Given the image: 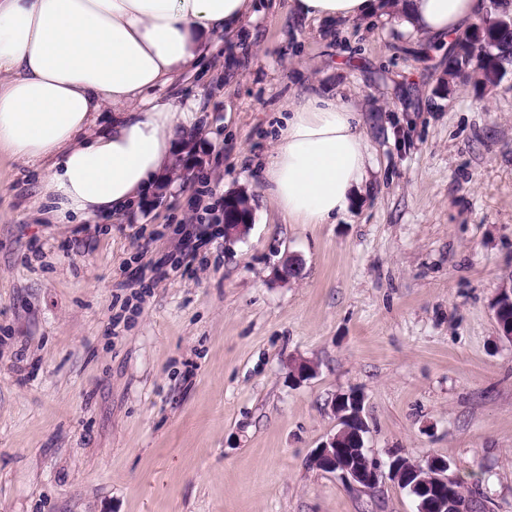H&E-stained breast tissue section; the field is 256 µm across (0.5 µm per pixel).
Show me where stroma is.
<instances>
[{
	"label": "stroma",
	"mask_w": 512,
	"mask_h": 512,
	"mask_svg": "<svg viewBox=\"0 0 512 512\" xmlns=\"http://www.w3.org/2000/svg\"><path fill=\"white\" fill-rule=\"evenodd\" d=\"M258 2L152 94L198 107L188 181L58 224L43 164L0 153V512H416L391 480L310 466L353 388L371 458H444L486 512H512V342L493 311L512 274V74L449 90L447 45L396 11ZM314 91L359 112L370 188L335 223L286 224L256 171ZM239 191L247 234L184 259L197 203ZM300 360L317 372L297 384Z\"/></svg>",
	"instance_id": "obj_1"
}]
</instances>
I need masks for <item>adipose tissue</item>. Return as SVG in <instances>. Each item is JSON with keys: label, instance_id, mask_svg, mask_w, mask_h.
I'll use <instances>...</instances> for the list:
<instances>
[{"label": "adipose tissue", "instance_id": "adipose-tissue-1", "mask_svg": "<svg viewBox=\"0 0 512 512\" xmlns=\"http://www.w3.org/2000/svg\"><path fill=\"white\" fill-rule=\"evenodd\" d=\"M307 18L385 15L387 0H289ZM402 27L447 42L476 20L481 0H398ZM252 0H0V150L48 162L55 218L120 215L174 165L195 134L189 108L151 104L214 34L249 15ZM112 108L111 127L94 131ZM370 144L353 107L318 93L290 103L260 177L291 224H326L368 178Z\"/></svg>", "mask_w": 512, "mask_h": 512}]
</instances>
